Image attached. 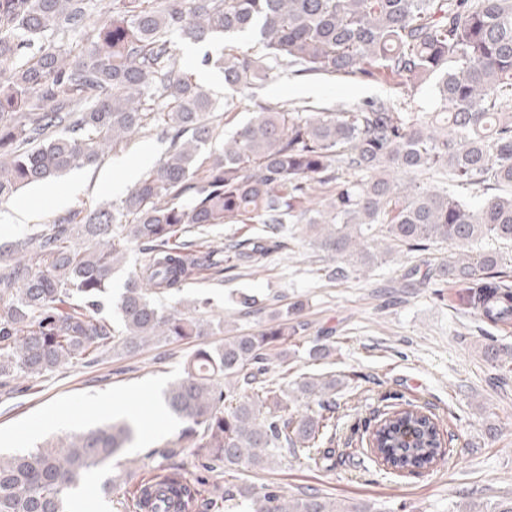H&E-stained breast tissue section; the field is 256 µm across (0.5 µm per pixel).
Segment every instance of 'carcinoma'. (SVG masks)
Masks as SVG:
<instances>
[{
    "mask_svg": "<svg viewBox=\"0 0 512 512\" xmlns=\"http://www.w3.org/2000/svg\"><path fill=\"white\" fill-rule=\"evenodd\" d=\"M0 0V199L23 186L91 167L147 127L169 140L157 166L117 203L38 224L0 244V389L70 364L91 367L117 347L128 353L164 338L208 333L163 310L202 271L233 272L290 249L287 225L305 224L336 257L330 277L398 255L448 246L421 274L424 288L464 286L479 330L512 328V257L478 241L512 244V0ZM258 34L256 57L232 45L202 63L224 89L254 91L285 66L296 76L358 77L426 89L431 109L389 95L315 114L299 103L253 102L221 147L213 95L176 64L172 35L193 43ZM84 41L79 51L66 40ZM222 224L248 231L203 250ZM137 248L139 268L121 296L120 328L103 316L112 272ZM305 302L256 333L200 347L168 383L166 408L183 427L157 455L190 449L197 474L164 472L140 484L133 512H372L317 491L289 498L277 486L227 487L240 467L282 464L289 452L319 464L336 438V376H303L288 407L282 376L304 330ZM484 358L512 364L485 336ZM281 375H269L271 352ZM224 381L219 385L218 381ZM114 421L41 446L0 454V512H69L84 477L132 443ZM368 445L409 476L445 454L435 415L397 406L375 423Z\"/></svg>",
    "mask_w": 512,
    "mask_h": 512,
    "instance_id": "cac0c4a2",
    "label": "carcinoma"
}]
</instances>
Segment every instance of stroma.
<instances>
[{
  "instance_id": "stroma-1",
  "label": "stroma",
  "mask_w": 512,
  "mask_h": 512,
  "mask_svg": "<svg viewBox=\"0 0 512 512\" xmlns=\"http://www.w3.org/2000/svg\"><path fill=\"white\" fill-rule=\"evenodd\" d=\"M388 92L386 85L359 79L297 77L284 67L260 97L332 108L359 105ZM168 147L155 129H145L94 167L21 189L0 201V211L23 203L34 210L35 223L48 224L73 210L119 201L130 187L126 168L134 164L146 172L142 151L150 150L156 161ZM288 232L297 245L272 255L263 267L242 268L226 278L204 273L182 292L159 300L188 318L221 317L223 330L200 342L163 341L131 355L115 352L96 366L62 368L20 383L10 395L0 394V449L31 448L102 426L118 407L135 408V420L148 422L152 434L135 438L119 457V469L131 473L127 484L118 493L104 494L109 470L98 468L71 501L77 512H98L103 505L115 512L118 497L130 496L138 483L153 476L159 462L155 450L178 437L182 424L164 407L161 393L181 373L188 354L201 343L213 346L237 332H257L300 298L306 303L301 315L306 329L299 338L301 351L288 358V380L296 382L304 373L342 379L333 466L319 468L300 452L279 467L241 469L240 480L274 484L289 496L316 489L339 502H369L375 512H465L472 506L492 512L512 501V372H496L485 361L466 288L453 286L437 294L405 285L410 267L438 263L447 248L395 257L340 282L323 276V268L335 266L336 260L311 244L305 225H289ZM243 293L260 296V309L243 314L236 303ZM328 341L336 346L332 356L308 361L305 347ZM394 393L434 414L448 441V452L429 473L402 477L386 472L359 443L383 412L384 396Z\"/></svg>"
}]
</instances>
